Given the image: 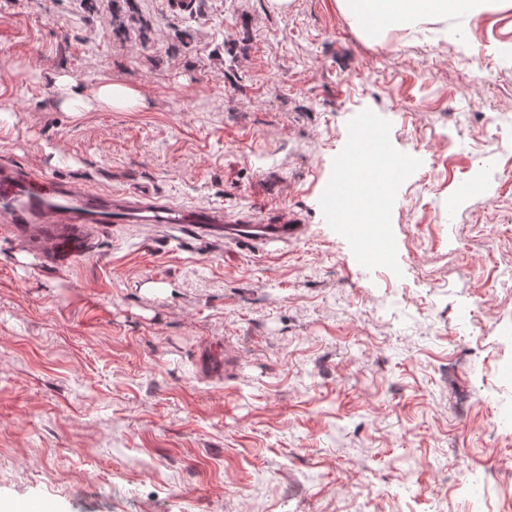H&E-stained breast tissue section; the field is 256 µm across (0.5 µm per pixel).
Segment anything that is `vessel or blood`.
<instances>
[{"mask_svg": "<svg viewBox=\"0 0 512 512\" xmlns=\"http://www.w3.org/2000/svg\"><path fill=\"white\" fill-rule=\"evenodd\" d=\"M0 215L16 236L60 265L88 252L98 230L111 224H166L199 236L266 244L299 237L303 230L284 218L272 224L232 220L220 208L173 206L149 192L101 193L75 180L4 164L0 165ZM358 248L365 261L379 265L390 258L392 242L382 236L359 241Z\"/></svg>", "mask_w": 512, "mask_h": 512, "instance_id": "1", "label": "vessel or blood"}]
</instances>
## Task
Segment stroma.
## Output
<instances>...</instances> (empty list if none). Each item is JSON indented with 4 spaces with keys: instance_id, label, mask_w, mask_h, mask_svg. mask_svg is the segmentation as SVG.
I'll list each match as a JSON object with an SVG mask.
<instances>
[{
    "instance_id": "35a3bbf8",
    "label": "stroma",
    "mask_w": 512,
    "mask_h": 512,
    "mask_svg": "<svg viewBox=\"0 0 512 512\" xmlns=\"http://www.w3.org/2000/svg\"><path fill=\"white\" fill-rule=\"evenodd\" d=\"M59 75L139 99L67 112ZM366 123L405 162L377 266L327 219ZM0 163L304 226L115 224L58 266L0 223L6 512H468L512 469L505 0L379 41L339 0H0Z\"/></svg>"
}]
</instances>
